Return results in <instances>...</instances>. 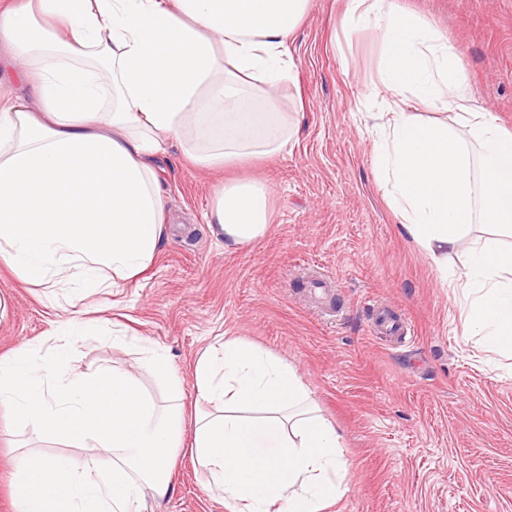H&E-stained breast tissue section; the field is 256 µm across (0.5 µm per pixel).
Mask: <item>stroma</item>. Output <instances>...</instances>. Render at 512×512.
Wrapping results in <instances>:
<instances>
[{
  "label": "stroma",
  "mask_w": 512,
  "mask_h": 512,
  "mask_svg": "<svg viewBox=\"0 0 512 512\" xmlns=\"http://www.w3.org/2000/svg\"><path fill=\"white\" fill-rule=\"evenodd\" d=\"M344 0H309L289 41L295 82L278 95L296 129L285 154L201 168L171 151L164 163L166 236L149 269L72 302L21 283L0 264V355L47 347L55 320L105 319L109 333L80 344L71 365L135 369L122 329L164 348L196 399L205 348L240 339L291 366L343 436L347 491L332 512H512V360L491 361L463 335L459 292L403 232L376 168L387 104L377 95L376 30L341 29ZM452 46L475 105L512 131V0H392ZM256 178L271 223L258 242L228 249L207 225L223 182ZM335 282L334 310L308 292ZM398 310L417 339L405 347L368 332L367 299ZM174 491L154 512H225L189 448Z\"/></svg>",
  "instance_id": "obj_1"
}]
</instances>
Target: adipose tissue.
<instances>
[{
  "label": "adipose tissue",
  "instance_id": "adipose-tissue-1",
  "mask_svg": "<svg viewBox=\"0 0 512 512\" xmlns=\"http://www.w3.org/2000/svg\"><path fill=\"white\" fill-rule=\"evenodd\" d=\"M308 0H0V45L32 98L0 97V262L23 283L79 297L152 262L165 233L162 160L179 147L213 167L287 152L276 93ZM344 26L383 41L378 87L391 118L376 164L406 233L445 267L472 225L488 227L458 270L465 330L512 357V133L476 107L456 52L389 0H346ZM451 113L425 122L407 96ZM258 179L214 193L209 228L240 248L269 230ZM100 320L63 318L47 350L0 356V411L39 448L19 452L14 512H146L174 489L189 444L226 512H329L347 491L342 436L288 364L237 339L208 347L186 417L166 353L137 372L68 365ZM63 446L60 455L42 445Z\"/></svg>",
  "mask_w": 512,
  "mask_h": 512
}]
</instances>
